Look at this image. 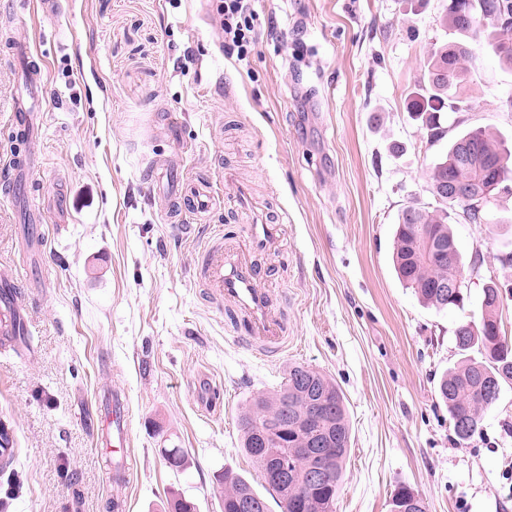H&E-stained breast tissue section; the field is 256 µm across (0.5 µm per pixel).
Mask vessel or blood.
Wrapping results in <instances>:
<instances>
[{"label": "vessel or blood", "mask_w": 512, "mask_h": 512, "mask_svg": "<svg viewBox=\"0 0 512 512\" xmlns=\"http://www.w3.org/2000/svg\"><path fill=\"white\" fill-rule=\"evenodd\" d=\"M181 195L191 201L197 217H207L217 198L221 197L233 206L244 223L252 225L246 245L227 244L223 239H216L205 252L197 277L204 288L224 302L229 314L230 333L240 334L247 348L263 356L278 354L288 342V323L274 305L272 293L264 282V273L254 257L281 245L284 225L256 223L255 204L236 179L227 181L220 197L207 180L189 183ZM103 424L112 430L111 439L105 442L107 452L113 457L124 458L129 421L120 396H113Z\"/></svg>", "instance_id": "1"}]
</instances>
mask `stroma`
Masks as SVG:
<instances>
[{"label":"stroma","instance_id":"stroma-1","mask_svg":"<svg viewBox=\"0 0 512 512\" xmlns=\"http://www.w3.org/2000/svg\"><path fill=\"white\" fill-rule=\"evenodd\" d=\"M448 0H256L249 64L222 47L214 0H37L0 8V161L34 155L27 192L0 183V266L14 269L29 345L0 347V422L13 462L0 512H164L180 496L223 512L216 474L255 490L240 450L248 400L289 365L340 387L351 448L335 512H389L392 491L428 512H512V387L457 442L436 389L459 359L453 331L481 316L489 280L512 285V196L485 223L455 224L468 299L422 305L394 272V230L430 207L429 172L461 131L512 150V69L487 48L469 63L468 112L433 143L407 103ZM30 42L43 63L41 134L10 125L24 79L5 54ZM287 216L285 247L259 256L288 344L264 358L234 341L224 306L194 273L217 208L171 224L172 190L225 173ZM129 408L131 478L99 449L101 402ZM184 451L183 472L165 452ZM407 509L408 511H402ZM390 512H426L427 504L423 496L411 488L400 485L393 491L389 501Z\"/></svg>","mask_w":512,"mask_h":512}]
</instances>
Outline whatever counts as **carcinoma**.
Wrapping results in <instances>:
<instances>
[{"label": "carcinoma", "instance_id": "1", "mask_svg": "<svg viewBox=\"0 0 512 512\" xmlns=\"http://www.w3.org/2000/svg\"><path fill=\"white\" fill-rule=\"evenodd\" d=\"M503 14L512 15V0H448L439 24L460 38L434 45L426 63V81L408 102L409 111L422 119L431 141L441 140L445 133L442 112L468 108L464 89L468 82L467 63L475 46L488 43L499 61L512 67V22L499 21ZM464 143L471 147V153L462 164L458 152ZM449 179L456 184L452 196L442 191L443 182ZM429 189L433 197L439 198L436 207L409 205L399 214L393 266L403 285L424 304L439 311L460 309L465 295H455L452 289L442 287L456 281L464 270L452 215L464 210L467 199L478 191L485 194V205L470 216L473 223L480 224L498 198L512 195V152L503 149L501 142L486 130L471 129L458 136L434 164ZM511 297L512 288L490 281L483 288L480 320L462 321L455 328V347L461 360L442 375L438 396L448 407L453 431L462 441L480 432L485 412L499 399L502 389L512 385V342L502 335L500 322V309ZM299 405L313 413L311 423L300 428L284 424L282 416ZM259 426L277 450L285 446L305 448L313 432L334 434L336 455L328 465V486L314 495V504L307 508V512H333L350 447L344 400L335 382L308 366H291L286 382L277 390L255 396L239 418L243 451L256 463L282 512H294L270 478L269 462L253 447L254 432ZM216 483L223 487L222 502L226 507L240 496L254 502L265 501L246 480L227 470ZM404 509L427 512V504L421 494L400 485L391 495L389 512Z\"/></svg>", "mask_w": 512, "mask_h": 512}]
</instances>
